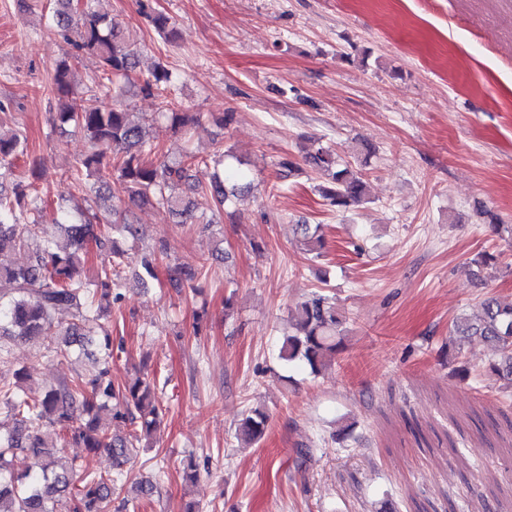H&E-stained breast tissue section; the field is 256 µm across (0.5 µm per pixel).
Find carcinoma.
Listing matches in <instances>:
<instances>
[{"mask_svg": "<svg viewBox=\"0 0 512 512\" xmlns=\"http://www.w3.org/2000/svg\"><path fill=\"white\" fill-rule=\"evenodd\" d=\"M95 0H55L53 18L68 45L65 57L52 76L51 92L57 99L53 124L72 126L86 139L88 149L72 173V185L82 186V175L100 176L103 161L113 157L119 192L135 205H156L168 209L180 223L199 220L211 226L220 216L229 196L251 187L244 162L231 151L214 155L223 168L206 188L214 208L208 218L194 216V200L188 192L189 171L195 155L186 148L156 160L145 156L155 151L147 139L146 122L134 119L121 98L125 83L136 69V55L130 33L105 13L92 8ZM154 28L166 39L177 37L169 16L151 17ZM95 60L108 85V104L86 106L74 92L72 66L84 57ZM174 83L172 72L159 65L143 79L140 90L158 95ZM161 116L174 129L187 130L199 117L188 112H163ZM27 149L23 135L0 130V166H14ZM313 163L331 173V185L319 188L321 196L337 210L365 200L362 175L338 163L330 148L318 146L311 154ZM40 169L32 164L16 175L12 191L0 193V512H112V497L120 486L110 473L85 474L79 481L76 460L49 446L44 432L52 430L65 443L82 446L90 452L104 449L122 463L146 448L156 436L162 409L153 383L138 377L123 386L112 382V334L101 322V313L117 300L116 267L124 262L126 250L121 238H137L134 225L116 207L90 208L77 222L66 218L58 227L68 244L60 246L44 228L43 211L33 198ZM301 250L321 257L325 246L322 226L298 225ZM106 250L115 265L98 268L86 275L92 249ZM164 241L142 250L140 267L154 277L159 262L169 258ZM26 254L19 265L15 255ZM61 311L71 321L58 320ZM296 333L281 342L278 358L288 364L303 362L311 372L329 366L344 347L346 318L335 300L320 291L299 303L290 318ZM452 336H478L492 345L499 355L492 370L512 385V302L493 296L481 301V318H457ZM35 341L43 346V357L51 362L71 361V349L90 352L92 365L33 396L25 388L31 374L13 368L5 339ZM122 419L134 426L127 437H114L112 420ZM268 416L255 409L238 424L239 436L247 443L265 434Z\"/></svg>", "mask_w": 512, "mask_h": 512, "instance_id": "carcinoma-1", "label": "carcinoma"}]
</instances>
